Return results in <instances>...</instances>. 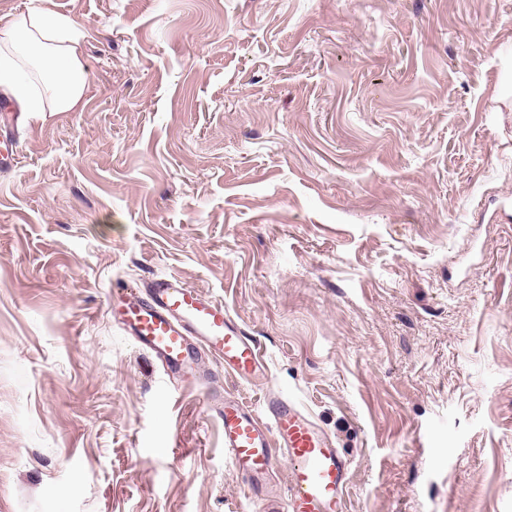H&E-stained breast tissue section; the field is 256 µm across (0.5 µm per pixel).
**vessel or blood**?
<instances>
[{
    "instance_id": "vessel-or-blood-1",
    "label": "vessel or blood",
    "mask_w": 512,
    "mask_h": 512,
    "mask_svg": "<svg viewBox=\"0 0 512 512\" xmlns=\"http://www.w3.org/2000/svg\"><path fill=\"white\" fill-rule=\"evenodd\" d=\"M124 299L112 321L136 346L149 352L166 375L207 382L213 368L242 379L264 367L260 344L224 311L222 303L168 275L138 287L117 283ZM210 408L224 425V448L233 468L250 483L289 463L287 512H345L349 462L296 403L269 397L263 414L238 399L215 392Z\"/></svg>"
}]
</instances>
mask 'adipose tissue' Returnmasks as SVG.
Segmentation results:
<instances>
[{"label": "adipose tissue", "instance_id": "adipose-tissue-1", "mask_svg": "<svg viewBox=\"0 0 512 512\" xmlns=\"http://www.w3.org/2000/svg\"><path fill=\"white\" fill-rule=\"evenodd\" d=\"M88 78L77 27L49 11L0 16V94L37 117L76 112Z\"/></svg>", "mask_w": 512, "mask_h": 512}]
</instances>
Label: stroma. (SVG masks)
Instances as JSON below:
<instances>
[{
  "label": "stroma",
  "instance_id": "35a3bbf8",
  "mask_svg": "<svg viewBox=\"0 0 512 512\" xmlns=\"http://www.w3.org/2000/svg\"><path fill=\"white\" fill-rule=\"evenodd\" d=\"M88 103L8 128L0 512H267L208 406L284 394L347 512H512V0H0ZM176 275L266 369L164 376L112 284Z\"/></svg>",
  "mask_w": 512,
  "mask_h": 512
}]
</instances>
